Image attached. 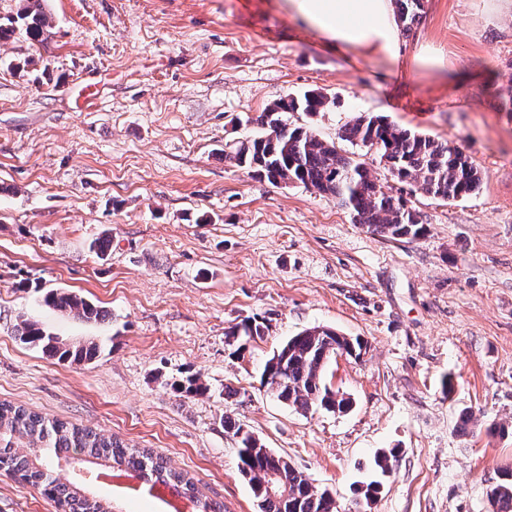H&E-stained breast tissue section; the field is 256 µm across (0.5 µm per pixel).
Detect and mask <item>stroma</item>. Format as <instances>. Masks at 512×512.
Returning <instances> with one entry per match:
<instances>
[{"label": "stroma", "instance_id": "1", "mask_svg": "<svg viewBox=\"0 0 512 512\" xmlns=\"http://www.w3.org/2000/svg\"><path fill=\"white\" fill-rule=\"evenodd\" d=\"M47 8L48 40L0 42V401L152 449L227 512H258L229 421L328 489L340 512H357L374 480L370 512H492L487 490L512 470V4L425 0L406 43L465 74L445 90L335 47L284 0ZM28 56L36 67L7 69ZM313 89L335 108L289 113V124L339 140L355 116H385L460 148L478 191L433 198L339 141L428 228L391 240L315 189L226 158L268 105ZM105 235L102 260L90 245ZM53 290L108 319L47 306ZM248 317L264 336L228 340ZM25 319L100 354L48 358L20 341ZM314 326L365 344L324 370L346 412L305 414L260 384L272 350ZM189 375L204 394L173 393L170 381ZM465 411L476 432L461 431ZM389 449L383 473L374 459ZM0 512L59 510L0 470Z\"/></svg>", "mask_w": 512, "mask_h": 512}]
</instances>
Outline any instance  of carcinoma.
<instances>
[{"label": "carcinoma", "mask_w": 512, "mask_h": 512, "mask_svg": "<svg viewBox=\"0 0 512 512\" xmlns=\"http://www.w3.org/2000/svg\"><path fill=\"white\" fill-rule=\"evenodd\" d=\"M15 10L0 17V39L16 34L46 40L52 23L46 0H14ZM403 35L414 34L422 17L424 0H394ZM334 100L311 90L297 97L287 94L269 105L257 118L261 132L246 137L230 153L229 159L256 178L272 184H301L331 197L345 208L354 223L392 240L418 238L425 234L419 212L400 195L386 192L371 175L365 163L342 152L336 142L322 138L306 125L288 126L290 112H327ZM339 139L369 150H376L380 161L399 182H410L423 193L443 201L467 197L476 192L481 175L459 148L421 134L403 130L381 116L359 115L345 124ZM46 305L86 321H104L107 311L86 298L69 292L51 291ZM266 326L256 319H245L229 328L230 338L262 337ZM21 342L41 350L49 358L66 362H89L99 346L66 344L36 322L24 320L18 327ZM346 346L360 356L359 338L338 334L333 329L317 332L305 329L282 342L276 350L277 375L261 374V384L279 401L305 413L325 410L343 412L349 401L337 398L324 380L330 356ZM175 391L198 395L204 387L198 378L188 376L173 383ZM229 430L238 438L239 472L251 484L259 512H337L335 500L302 471L279 454H260L257 440L241 426ZM65 461L85 470L112 468L134 470L156 482L173 487L199 506L198 512H224V501L201 491L193 478L170 468L166 460L143 448H130L122 441L92 429L59 419H50L23 405L0 402V469L9 471L22 485L39 490L54 501L61 512H114L115 502L98 496L88 481L62 483L54 476L53 464ZM272 468L278 484L288 495L270 494L261 489L262 472ZM492 512H512V472L488 491Z\"/></svg>", "instance_id": "1"}]
</instances>
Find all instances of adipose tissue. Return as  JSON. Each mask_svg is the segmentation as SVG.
Masks as SVG:
<instances>
[{"instance_id": "adipose-tissue-1", "label": "adipose tissue", "mask_w": 512, "mask_h": 512, "mask_svg": "<svg viewBox=\"0 0 512 512\" xmlns=\"http://www.w3.org/2000/svg\"><path fill=\"white\" fill-rule=\"evenodd\" d=\"M288 12L338 46L393 64L408 60L417 78L425 72L448 78L444 57L428 46L405 54L393 0H288Z\"/></svg>"}]
</instances>
